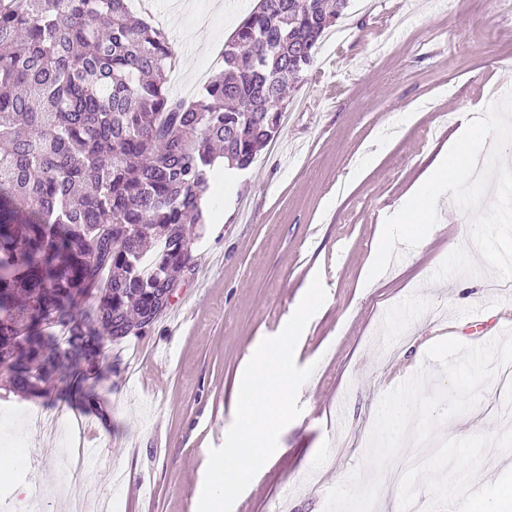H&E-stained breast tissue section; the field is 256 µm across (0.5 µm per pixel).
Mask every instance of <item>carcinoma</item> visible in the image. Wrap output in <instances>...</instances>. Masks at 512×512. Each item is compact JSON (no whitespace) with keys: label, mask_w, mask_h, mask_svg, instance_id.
Listing matches in <instances>:
<instances>
[{"label":"carcinoma","mask_w":512,"mask_h":512,"mask_svg":"<svg viewBox=\"0 0 512 512\" xmlns=\"http://www.w3.org/2000/svg\"><path fill=\"white\" fill-rule=\"evenodd\" d=\"M348 0H260L224 69L173 98L175 50L127 0H0V357L43 395L97 378L189 269L193 224L277 134L288 85Z\"/></svg>","instance_id":"1"}]
</instances>
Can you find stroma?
<instances>
[{
	"instance_id": "35a3bbf8",
	"label": "stroma",
	"mask_w": 512,
	"mask_h": 512,
	"mask_svg": "<svg viewBox=\"0 0 512 512\" xmlns=\"http://www.w3.org/2000/svg\"><path fill=\"white\" fill-rule=\"evenodd\" d=\"M250 0H153L150 21L176 51L186 88L217 60ZM341 40L324 38L286 98L279 134L193 227L191 269L168 309L139 336L104 344L86 436L95 486L68 465L71 437L40 435L65 396H24L0 378V450L27 449L0 478V512H196L209 450L235 417V390L254 346L277 335L314 276L327 296L295 350L314 366L301 415L232 512H324L330 489L364 454L382 397L425 369L445 338L483 344L512 328V294L494 295L470 226L450 195L437 201L430 237L369 278L385 219L447 150L459 117L501 97L512 66V0H352ZM512 426V395L489 384L478 405L448 421L464 438Z\"/></svg>"
}]
</instances>
